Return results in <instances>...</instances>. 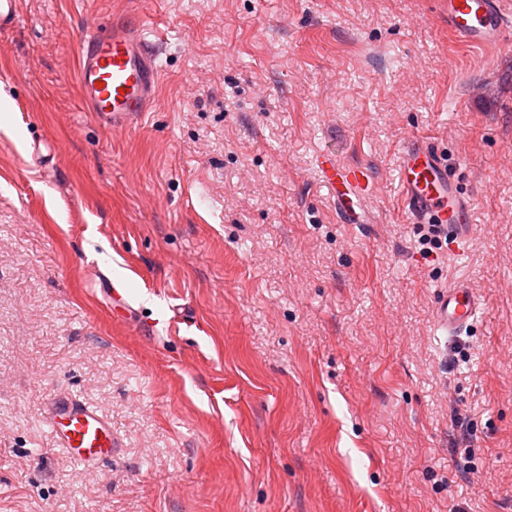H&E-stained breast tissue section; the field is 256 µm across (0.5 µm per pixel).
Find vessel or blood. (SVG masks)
<instances>
[{"label": "vessel or blood", "instance_id": "b4317fda", "mask_svg": "<svg viewBox=\"0 0 512 512\" xmlns=\"http://www.w3.org/2000/svg\"><path fill=\"white\" fill-rule=\"evenodd\" d=\"M448 29L472 47L512 43V0H444ZM21 0H0V33L18 26ZM74 81L86 111L114 128H128L151 111L158 97L161 67L144 28L121 17L103 20L89 15L80 31ZM319 181L334 200L342 223L356 224L376 186L370 170L338 162L318 153L314 160ZM397 179L405 213L414 224L441 225L450 241H467L473 234V204L448 173L445 154L419 138L400 152ZM482 309L480 294L463 277L437 291L434 326L443 335L469 329ZM44 418L57 447L77 466L87 468L110 457L117 446L105 412L82 399L58 393L44 408Z\"/></svg>", "mask_w": 512, "mask_h": 512}]
</instances>
